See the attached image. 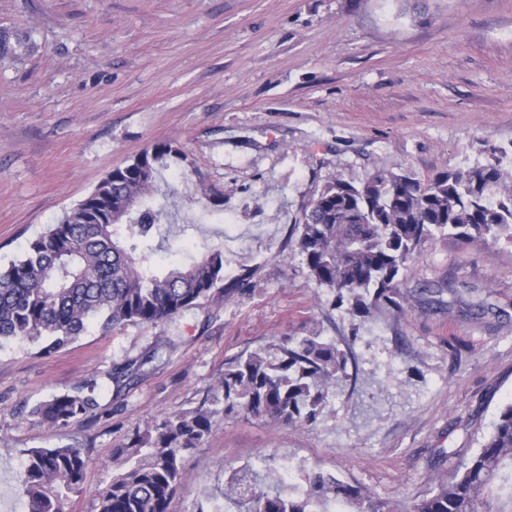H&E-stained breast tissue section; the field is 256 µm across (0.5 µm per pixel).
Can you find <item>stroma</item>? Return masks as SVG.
<instances>
[{"label":"stroma","instance_id":"35a3bbf8","mask_svg":"<svg viewBox=\"0 0 512 512\" xmlns=\"http://www.w3.org/2000/svg\"><path fill=\"white\" fill-rule=\"evenodd\" d=\"M191 167L166 171L187 237L224 245V281L173 321L90 326L48 356L0 343V512H24L32 448L77 443L92 463L68 512H95L129 431L198 405L226 361L283 336H353L355 379L312 425L224 418L186 459L169 512H212L230 468L289 460L394 512L433 487L441 453L470 457L512 401V246L427 238L411 288L470 287L476 318L415 308L358 320L332 308L288 246L322 187L385 171L428 180L506 149L512 187V0H0V268L155 142ZM223 195L187 205L197 184ZM247 287L232 289L242 273ZM505 316H497V309ZM165 342L123 388L113 365ZM99 383L98 409L58 430L37 403Z\"/></svg>","mask_w":512,"mask_h":512}]
</instances>
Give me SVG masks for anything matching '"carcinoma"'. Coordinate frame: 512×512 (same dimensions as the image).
Segmentation results:
<instances>
[{"mask_svg": "<svg viewBox=\"0 0 512 512\" xmlns=\"http://www.w3.org/2000/svg\"><path fill=\"white\" fill-rule=\"evenodd\" d=\"M497 150L492 160L423 182L410 174L377 172L354 185L336 180L323 187L296 225V248L308 277L349 306L358 317L403 315L417 303L453 312L444 295L454 283L408 288L407 264L421 242L438 232L471 241L504 237L512 244V189H502ZM188 162L174 142L154 143L108 172L60 220L28 243L23 256L0 269V340L13 339L50 354L73 344L97 322L110 331L128 323L156 325L195 308L224 280V249L208 241L187 243L189 259L157 271L154 257L170 245L175 216L167 209L169 183L161 173ZM498 194L497 205L487 198ZM164 345L113 367L121 385L163 357ZM265 349L224 364V374L202 404L164 414L113 452L110 481L98 492L97 512H168L186 477L185 458L217 422L245 414L271 424L315 423L338 381L350 378L349 355L318 332L285 336ZM98 382L38 403L32 414L54 428L80 423L98 407ZM90 459L76 445L33 448L19 474L26 512H66L80 492ZM264 463L230 471L224 502L236 512H362L368 493L330 473L306 476L302 491L280 488ZM395 512H512V401L503 405L481 447L434 486Z\"/></svg>", "mask_w": 512, "mask_h": 512, "instance_id": "1", "label": "carcinoma"}]
</instances>
